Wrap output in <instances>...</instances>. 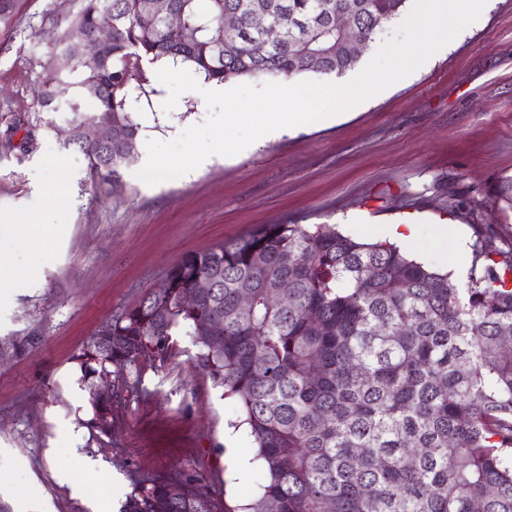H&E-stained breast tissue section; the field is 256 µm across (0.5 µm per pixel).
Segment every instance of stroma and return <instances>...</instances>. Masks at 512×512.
Segmentation results:
<instances>
[{"instance_id": "obj_1", "label": "stroma", "mask_w": 512, "mask_h": 512, "mask_svg": "<svg viewBox=\"0 0 512 512\" xmlns=\"http://www.w3.org/2000/svg\"><path fill=\"white\" fill-rule=\"evenodd\" d=\"M80 0H16L0 23V225L25 214L41 248L0 242V286L18 269L38 284L0 296V340L28 339L23 356L0 354V503L10 512H120L138 477L185 471L231 507L263 482L236 399L196 364L180 328L178 355L146 365L112 412V435L86 427L91 408L74 358L124 308L160 288L185 252L233 241L261 224H413V259H460L458 243L487 239L512 254V209L491 190L512 176V0H490L440 55L380 97L327 125H311L246 154L213 156L186 178L148 186L134 165L94 173L65 149L63 114L40 111L53 24ZM132 89L141 125L135 157L202 123L196 92L172 111L158 100L156 65ZM67 194L68 206L50 208ZM448 227L437 238V225Z\"/></svg>"}]
</instances>
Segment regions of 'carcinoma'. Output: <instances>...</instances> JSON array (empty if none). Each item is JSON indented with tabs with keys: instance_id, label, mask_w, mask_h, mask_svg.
<instances>
[{
	"instance_id": "cac0c4a2",
	"label": "carcinoma",
	"mask_w": 512,
	"mask_h": 512,
	"mask_svg": "<svg viewBox=\"0 0 512 512\" xmlns=\"http://www.w3.org/2000/svg\"><path fill=\"white\" fill-rule=\"evenodd\" d=\"M194 36L184 39L146 15L144 0H82L61 34L92 28L112 9L109 90L89 99L96 77L73 57L48 60L49 87L39 108L69 120L107 118L112 141L84 154L110 177L128 164L124 142L139 124L127 110L129 89L146 80L142 62L171 60L223 83L235 77L340 76L359 56L326 21L296 20L315 0H172ZM369 36L408 0H339ZM248 4L270 7L287 41L265 59L246 48L256 34L240 26L236 48L224 18ZM512 208V177L492 190L493 205ZM308 256L310 264L302 263ZM465 287L387 243H364L331 224H262L230 243L189 251L160 288L114 316L105 330L112 351L91 341L75 357L90 386L104 372L139 381L145 362L178 354L185 326L198 362L235 397L257 446L264 483L252 501L224 512H512V260L497 261L486 240L473 248ZM201 275L212 293L194 306L180 301ZM250 299L240 305V297ZM224 318L213 346L207 323ZM87 427L111 437V403L91 401ZM122 512H218L185 471L135 483Z\"/></svg>"
}]
</instances>
